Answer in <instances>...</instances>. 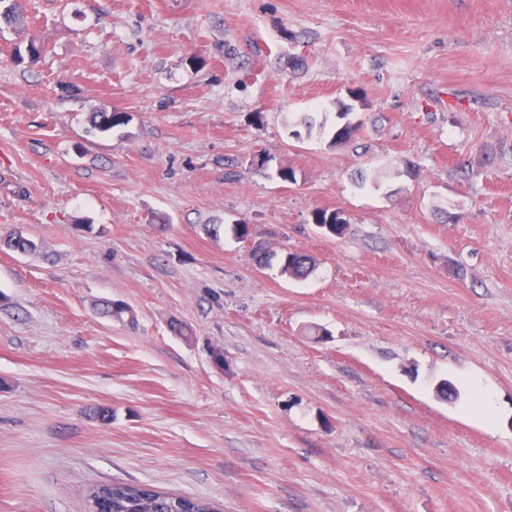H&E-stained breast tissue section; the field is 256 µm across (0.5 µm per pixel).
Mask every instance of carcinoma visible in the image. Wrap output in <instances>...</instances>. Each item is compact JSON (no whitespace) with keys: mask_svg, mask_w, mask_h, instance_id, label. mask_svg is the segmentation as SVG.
Segmentation results:
<instances>
[{"mask_svg":"<svg viewBox=\"0 0 512 512\" xmlns=\"http://www.w3.org/2000/svg\"><path fill=\"white\" fill-rule=\"evenodd\" d=\"M24 0H11L6 7L3 18L14 24L24 19ZM353 107L344 103L336 106L335 117L330 113L322 112L320 116L303 115L296 123L305 127L307 131L318 129L321 132L332 128L331 146H342L357 138L362 123L356 124L347 121ZM94 129L105 133L115 127L125 126L129 117L123 112H93L89 117ZM313 223L318 228L333 237L344 234L349 220L344 210L319 208L312 212ZM314 260L307 254L289 251L282 256L281 274L294 279H305L314 270ZM112 512H217V508L206 500L173 494L153 489L145 490L138 485L114 482L112 483Z\"/></svg>","mask_w":512,"mask_h":512,"instance_id":"1","label":"carcinoma"}]
</instances>
